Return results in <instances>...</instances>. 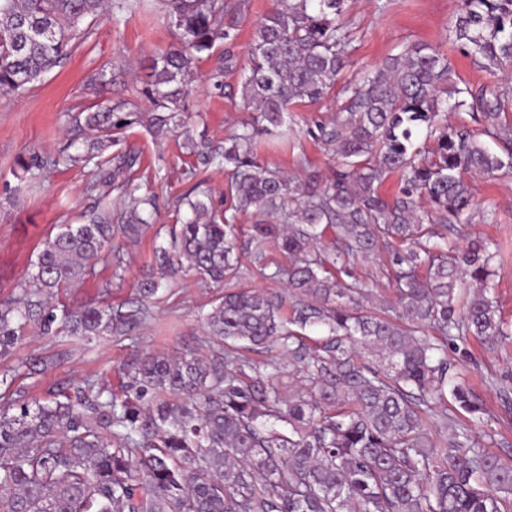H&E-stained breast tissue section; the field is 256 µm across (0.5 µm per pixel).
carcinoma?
I'll list each match as a JSON object with an SVG mask.
<instances>
[{
	"instance_id": "carcinoma-1",
	"label": "carcinoma",
	"mask_w": 512,
	"mask_h": 512,
	"mask_svg": "<svg viewBox=\"0 0 512 512\" xmlns=\"http://www.w3.org/2000/svg\"><path fill=\"white\" fill-rule=\"evenodd\" d=\"M177 44L152 60L139 90L145 114L119 101L85 116L95 137L64 161L88 163L117 134L141 122L155 135L186 127L185 101L194 61L231 41L224 17L234 0H161ZM346 0H275L257 25L241 75V107L250 119L213 147L205 136L183 148L202 163L231 171L223 210L200 180L186 198L189 215L155 248L157 271L138 282L149 301L164 282L193 272L222 282L224 298L206 315V354H152L133 376L137 398L108 387L77 389L60 401L16 403L0 410V512H512V457L479 446L468 426L448 417V397L475 416L473 392L456 382L448 343L468 336L488 350L508 336L492 293L491 242L466 237L471 205L464 174L512 175V96L498 85L448 86V55L414 42L360 76L346 77L352 29ZM105 0H0V93L21 94L75 48L80 23ZM463 53L494 75L512 71V0H463L453 25ZM345 104L315 138L336 156L329 177L295 179L261 161L268 136L295 140L293 105L318 104L338 81ZM467 112L498 141L490 152L448 113ZM434 141L415 145L418 131ZM90 191L111 187L127 201L120 231L129 238L151 223L155 202L140 195L124 152L109 159ZM59 160L32 152L19 162L37 175ZM397 173L403 186L381 193ZM257 217L244 247L238 216ZM112 215L61 224L24 282V298L0 302V358L34 321L57 334L49 305L59 289L84 278L113 235ZM275 242L283 257L270 259ZM391 247L387 271L397 319L368 314L340 299L363 293L351 260ZM248 261L287 292L238 288ZM141 308L84 309L62 324L72 336L129 335ZM327 332L317 349L306 330ZM273 347L303 380L286 395L275 380L284 367L261 368L239 351ZM364 350L375 359L358 361ZM446 430L433 439L427 418Z\"/></svg>"
}]
</instances>
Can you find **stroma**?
Segmentation results:
<instances>
[{
  "label": "stroma",
  "instance_id": "1",
  "mask_svg": "<svg viewBox=\"0 0 512 512\" xmlns=\"http://www.w3.org/2000/svg\"><path fill=\"white\" fill-rule=\"evenodd\" d=\"M273 4L274 0H241L232 45L235 69L224 71L220 46L196 62L198 81L189 101L194 117L187 129L165 139L154 138L141 126L127 132L120 148L135 157L133 171L143 191L156 197V223L136 238H115L113 249L90 262L83 280L59 291L53 300L56 307L118 308L136 302V283L153 263L156 228L176 224L178 201L197 177H207L213 197L222 200L227 172L220 166L199 165L183 143L186 137L204 133L213 144H223L225 136L247 119V112L233 104L240 96L239 68L247 61L256 25ZM348 5L347 18L354 30L351 72L373 68L404 44L422 42L447 53L455 84L477 87L489 82V75L462 54L454 38L452 24L461 0H349ZM83 25L88 37L34 87L21 95L0 94V301L22 298L26 271L47 236L55 234L58 225L80 223L95 201L87 191L94 165L61 164L30 178L22 174L18 160L33 150L55 158L71 141L90 138L79 117L97 105L124 99L149 111V102L137 90L147 78L150 58L175 42L156 0H146L133 12L111 8L87 17ZM98 74L103 77L98 91L87 90L88 78ZM262 155L270 165L298 177L308 170L330 175L336 164L327 147L306 135L292 148L266 143ZM303 155L310 161L306 170L298 163ZM470 187V222L459 245L464 248L474 240L499 245L502 260L490 281L504 319L512 322V178L476 176ZM490 204L497 207V220L487 224L481 214ZM385 263V254L379 253L356 264L367 285L363 305L374 312L396 306L395 290L382 273ZM223 294V286L203 283L190 274L176 276L157 299L146 302V318L132 336L121 339L105 336L88 342L63 334L43 336L36 326H28L11 356L0 359V372L14 375L10 389L0 395V406L11 399L30 401L68 392L88 381L111 387L119 398L134 397L131 374L140 358L198 350L207 336L204 318ZM448 356L486 409L475 423L452 402L449 416L471 425L491 452L511 454L512 411L504 403L512 399V341L490 352L471 337L449 346Z\"/></svg>",
  "mask_w": 512,
  "mask_h": 512
}]
</instances>
